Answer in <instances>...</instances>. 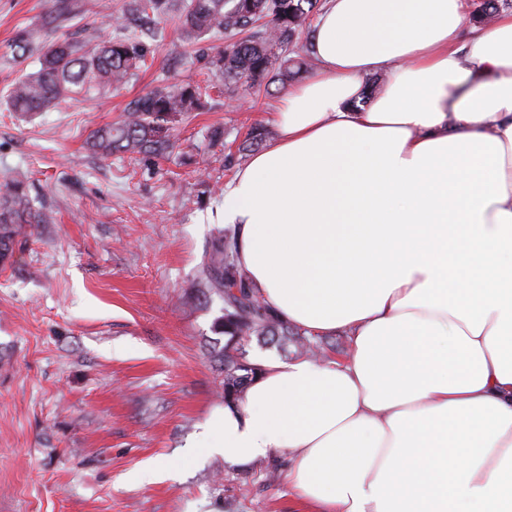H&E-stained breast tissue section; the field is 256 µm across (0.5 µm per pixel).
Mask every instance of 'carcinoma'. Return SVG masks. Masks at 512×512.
I'll return each instance as SVG.
<instances>
[{"label":"carcinoma","instance_id":"1","mask_svg":"<svg viewBox=\"0 0 512 512\" xmlns=\"http://www.w3.org/2000/svg\"><path fill=\"white\" fill-rule=\"evenodd\" d=\"M317 0H182L177 16L182 42L195 46L205 38L229 36L234 41L204 53L208 70L220 78L171 84L162 79L128 104L123 118L92 132L89 148L102 159L118 154L161 157L175 145L178 119L202 112L214 97H233L243 89L254 100L271 99L279 86L309 65V50L298 46L299 36ZM169 11V0H129L123 14L109 20L119 36L104 40L51 39L48 32L65 26L82 13L77 0H53L39 26L20 31L13 57L33 58L38 69L26 73L6 92L8 110L34 117L69 100H93L126 85L154 59L155 46L146 37L151 25ZM270 132L251 128L240 157L259 150ZM50 217L34 207L20 180L0 183V266L16 263L15 254L31 235L34 224ZM196 292L207 301L222 303L213 331L224 337L214 356L222 376L224 399L242 395L259 367L248 369L252 342L301 356L324 352L322 341L280 319L250 286L237 264L234 228L215 229L196 273Z\"/></svg>","mask_w":512,"mask_h":512}]
</instances>
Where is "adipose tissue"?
Wrapping results in <instances>:
<instances>
[{
	"mask_svg": "<svg viewBox=\"0 0 512 512\" xmlns=\"http://www.w3.org/2000/svg\"><path fill=\"white\" fill-rule=\"evenodd\" d=\"M327 0L313 72L224 189L262 299L345 358L260 359L200 445L308 512H512V11ZM383 76L375 94L364 79Z\"/></svg>",
	"mask_w": 512,
	"mask_h": 512,
	"instance_id": "adipose-tissue-1",
	"label": "adipose tissue"
}]
</instances>
